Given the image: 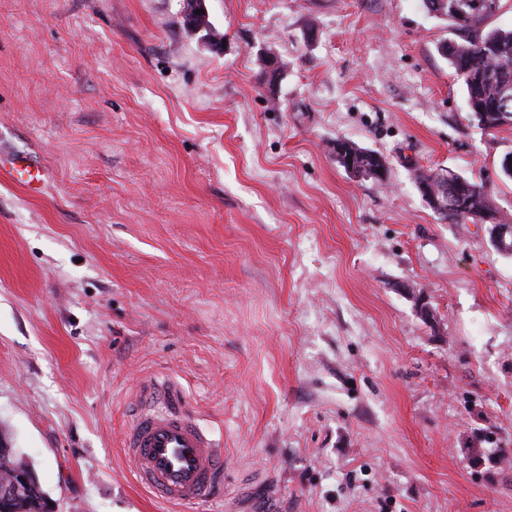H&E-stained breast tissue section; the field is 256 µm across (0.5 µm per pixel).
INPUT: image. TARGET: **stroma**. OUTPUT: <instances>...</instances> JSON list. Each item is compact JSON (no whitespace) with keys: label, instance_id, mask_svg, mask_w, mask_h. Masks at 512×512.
Returning <instances> with one entry per match:
<instances>
[{"label":"stroma","instance_id":"1","mask_svg":"<svg viewBox=\"0 0 512 512\" xmlns=\"http://www.w3.org/2000/svg\"><path fill=\"white\" fill-rule=\"evenodd\" d=\"M206 4L219 52L182 0H0V152L47 174H0V440L57 512H172L122 450L163 376L224 444L184 512H512V253L413 180L487 179L512 225V127L467 122L420 0ZM182 26L185 29H189L193 25L192 29L200 30V37L209 36L214 39H217L215 43H213V47H217L220 49V45L223 44L222 40H224V33L218 30L209 20V13L207 8L205 10H200V14H192L181 17ZM342 152L338 154L336 163L347 172L348 168L355 169L358 177L373 179L382 182L387 174L388 167L385 158L374 150L361 147L345 140L341 143ZM0 170L31 195L36 196L43 189L46 173L24 156H0Z\"/></svg>","mask_w":512,"mask_h":512}]
</instances>
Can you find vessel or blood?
Listing matches in <instances>:
<instances>
[{
  "label": "vessel or blood",
  "mask_w": 512,
  "mask_h": 512,
  "mask_svg": "<svg viewBox=\"0 0 512 512\" xmlns=\"http://www.w3.org/2000/svg\"><path fill=\"white\" fill-rule=\"evenodd\" d=\"M0 172L34 196L45 183L44 171L23 156H0ZM122 447L136 483L163 504L204 501L224 474V452L218 441L189 414L181 387L166 378L136 387Z\"/></svg>",
  "instance_id": "b4317fda"
}]
</instances>
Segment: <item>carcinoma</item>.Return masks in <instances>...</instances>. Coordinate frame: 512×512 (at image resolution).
Listing matches in <instances>:
<instances>
[{
    "instance_id": "cac0c4a2",
    "label": "carcinoma",
    "mask_w": 512,
    "mask_h": 512,
    "mask_svg": "<svg viewBox=\"0 0 512 512\" xmlns=\"http://www.w3.org/2000/svg\"><path fill=\"white\" fill-rule=\"evenodd\" d=\"M423 7L433 16L448 22L454 38L440 44L439 54L448 61L456 76L462 81L468 112V122L492 133L504 128L496 122L493 112L499 107L512 109V28L490 27L489 18L469 10L458 18L448 10V0H421ZM182 26L200 31L201 36L216 39L213 46L220 47L224 33L209 20L208 10L182 17ZM342 152L336 163L355 169L359 176L381 182L388 167L385 158L374 150L353 142L341 143ZM465 192L458 206L448 211L442 220L448 224L477 223L481 213L496 212L491 194L481 180L463 178ZM0 512H45L42 494L26 488L7 502H0Z\"/></svg>"
}]
</instances>
